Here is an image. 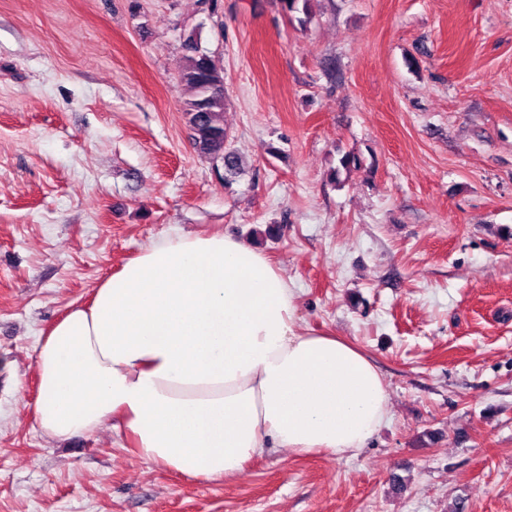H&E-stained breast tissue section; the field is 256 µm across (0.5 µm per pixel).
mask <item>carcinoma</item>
Masks as SVG:
<instances>
[{"label": "carcinoma", "instance_id": "obj_1", "mask_svg": "<svg viewBox=\"0 0 512 512\" xmlns=\"http://www.w3.org/2000/svg\"><path fill=\"white\" fill-rule=\"evenodd\" d=\"M185 57L179 83L185 91L182 112L193 145L224 171L235 172L238 160L224 150L228 132L224 126L225 77L211 55L201 51L194 38L185 41Z\"/></svg>", "mask_w": 512, "mask_h": 512}]
</instances>
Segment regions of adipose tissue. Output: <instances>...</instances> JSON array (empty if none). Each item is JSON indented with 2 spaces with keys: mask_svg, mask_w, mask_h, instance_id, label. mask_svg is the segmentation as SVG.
<instances>
[{
  "mask_svg": "<svg viewBox=\"0 0 512 512\" xmlns=\"http://www.w3.org/2000/svg\"><path fill=\"white\" fill-rule=\"evenodd\" d=\"M36 370L48 439L119 427L139 458L207 481L271 446L359 451L390 414L374 362L298 330L284 276L221 233L144 248L50 327Z\"/></svg>",
  "mask_w": 512,
  "mask_h": 512,
  "instance_id": "1",
  "label": "adipose tissue"
}]
</instances>
